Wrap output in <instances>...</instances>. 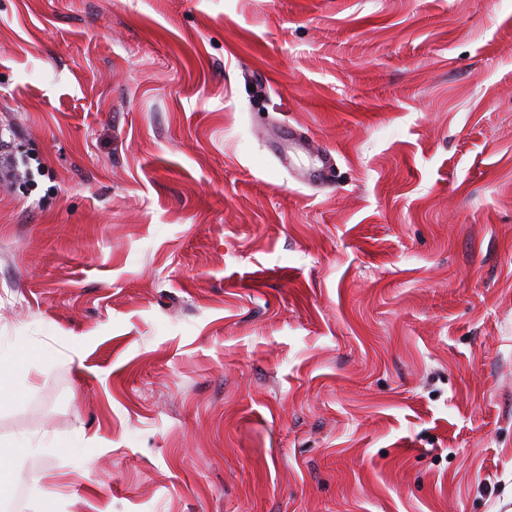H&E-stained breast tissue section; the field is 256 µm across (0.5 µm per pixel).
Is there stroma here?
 I'll return each mask as SVG.
<instances>
[{
    "label": "stroma",
    "instance_id": "35a3bbf8",
    "mask_svg": "<svg viewBox=\"0 0 512 512\" xmlns=\"http://www.w3.org/2000/svg\"><path fill=\"white\" fill-rule=\"evenodd\" d=\"M1 140L8 512H512V0H0Z\"/></svg>",
    "mask_w": 512,
    "mask_h": 512
}]
</instances>
